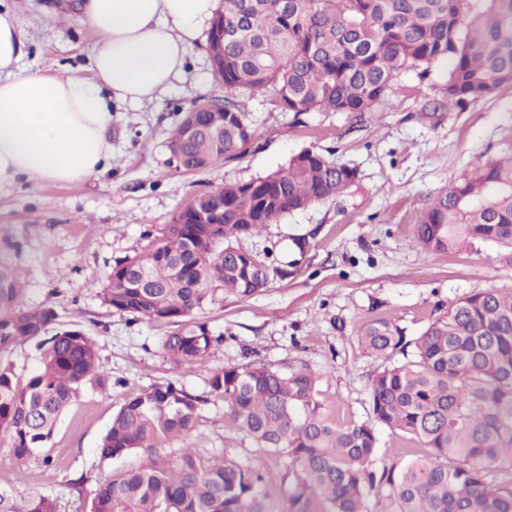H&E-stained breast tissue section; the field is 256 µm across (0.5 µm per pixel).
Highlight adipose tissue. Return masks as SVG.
Segmentation results:
<instances>
[{
  "label": "adipose tissue",
  "instance_id": "ef3b65f1",
  "mask_svg": "<svg viewBox=\"0 0 512 512\" xmlns=\"http://www.w3.org/2000/svg\"><path fill=\"white\" fill-rule=\"evenodd\" d=\"M216 10L217 0H86L87 78L21 69L19 19L0 10V189L104 169L111 102L141 105L173 89Z\"/></svg>",
  "mask_w": 512,
  "mask_h": 512
}]
</instances>
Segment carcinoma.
<instances>
[{
    "label": "carcinoma",
    "mask_w": 512,
    "mask_h": 512,
    "mask_svg": "<svg viewBox=\"0 0 512 512\" xmlns=\"http://www.w3.org/2000/svg\"><path fill=\"white\" fill-rule=\"evenodd\" d=\"M221 0L211 28L238 30L213 69L228 95L195 106L224 108L237 124V94L270 91L283 112H371L392 80L447 63L440 88L448 109L492 97L512 83V0ZM189 171L231 157L240 137L197 135L184 123ZM356 169L305 148L277 171L224 184V223L169 224L149 247L118 260L103 289L119 314L178 324L162 348L177 367L205 360L221 337L186 319L216 288L249 297L267 287L268 268L237 241L293 211L342 194ZM475 241L512 249V153L462 175L421 212L416 244L452 253ZM54 307L30 309L23 289L0 266V352L28 342L42 351L27 382L0 362V431L14 454L47 448L61 415L86 383L104 389L96 341L56 324ZM363 351L383 360L370 383L369 417L339 423L318 398L320 375L308 365L250 362L213 371L210 393L236 428L284 464L288 512H512V289L470 293L414 338L380 318L359 331ZM198 398L169 382L128 399L101 438L103 460L135 450L145 461L100 485L90 512H272L265 465L196 448L189 439ZM408 439L414 454L379 461V430ZM0 512H57L56 499L22 496L0 483Z\"/></svg>",
    "instance_id": "1"
}]
</instances>
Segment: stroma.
<instances>
[{
  "label": "stroma",
  "mask_w": 512,
  "mask_h": 512,
  "mask_svg": "<svg viewBox=\"0 0 512 512\" xmlns=\"http://www.w3.org/2000/svg\"><path fill=\"white\" fill-rule=\"evenodd\" d=\"M42 2L0 0L21 23L23 67L88 76L90 44L77 0H50L51 15L41 12ZM445 74L442 63L424 76L402 72L386 104L363 113L284 112L271 93L244 94L249 143L234 159L178 171L168 165L172 130L199 99L225 96L200 41L172 90L141 106L113 103L106 169L77 183L1 190L0 264L22 285L27 307L53 306L58 327L94 336L108 382L87 387L61 416L48 445L53 465L39 454L16 458L0 432V481L52 495L58 512H88L104 479L142 462L138 452L112 461L98 452L127 399L168 382L205 396L213 370L250 361L307 363L338 421L366 419L370 379L382 362L358 344L365 323L386 318L412 337L465 295L512 289L506 248L477 242L430 253L413 242L421 211L451 179L512 149V84L450 111L438 105ZM305 148L355 168L356 180L341 196L240 239L269 266L267 288L248 298L224 294L198 309L194 320L224 340L204 365L175 367L162 348L171 325L104 304L108 272L152 244L196 195L270 174ZM188 444L250 465L266 459L214 399L202 404Z\"/></svg>",
  "instance_id": "1"
}]
</instances>
